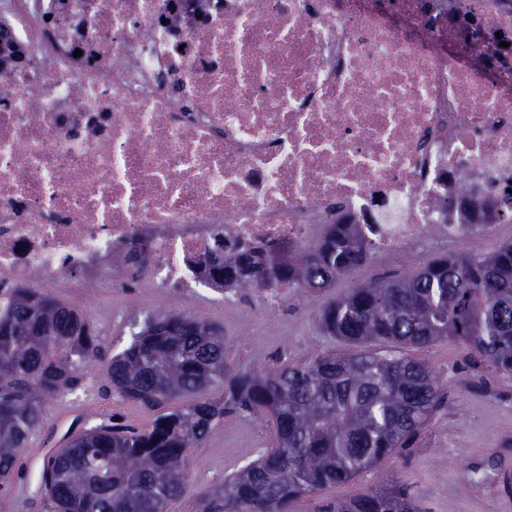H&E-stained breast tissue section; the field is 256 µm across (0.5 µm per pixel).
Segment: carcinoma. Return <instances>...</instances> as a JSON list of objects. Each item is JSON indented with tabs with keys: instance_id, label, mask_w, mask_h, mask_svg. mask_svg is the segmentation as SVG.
Listing matches in <instances>:
<instances>
[{
	"instance_id": "obj_1",
	"label": "carcinoma",
	"mask_w": 512,
	"mask_h": 512,
	"mask_svg": "<svg viewBox=\"0 0 512 512\" xmlns=\"http://www.w3.org/2000/svg\"><path fill=\"white\" fill-rule=\"evenodd\" d=\"M359 224H326L299 245L215 242L206 272L227 291L334 287L368 262ZM0 312V493L25 479L21 453L59 396L101 392L154 415L137 428L112 419L80 424L43 456V512H171L186 493L188 461L226 415L272 423L274 447L199 491L204 512H288L302 496L355 479L410 447L442 404L437 376L408 351L444 339L512 374V242L487 253L448 252L399 276L362 282L321 311L324 335L345 347L305 364L234 369L224 333L198 316L149 317L114 352L83 312L36 288L11 289ZM330 512H417L387 480Z\"/></svg>"
}]
</instances>
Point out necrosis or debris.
I'll return each instance as SVG.
<instances>
[{
    "label": "necrosis or debris",
    "instance_id": "obj_1",
    "mask_svg": "<svg viewBox=\"0 0 512 512\" xmlns=\"http://www.w3.org/2000/svg\"><path fill=\"white\" fill-rule=\"evenodd\" d=\"M0 307L209 287L226 244L359 224L395 258L512 224V0H0Z\"/></svg>",
    "mask_w": 512,
    "mask_h": 512
}]
</instances>
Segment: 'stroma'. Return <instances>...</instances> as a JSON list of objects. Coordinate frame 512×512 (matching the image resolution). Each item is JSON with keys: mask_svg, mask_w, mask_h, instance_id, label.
Wrapping results in <instances>:
<instances>
[{"mask_svg": "<svg viewBox=\"0 0 512 512\" xmlns=\"http://www.w3.org/2000/svg\"><path fill=\"white\" fill-rule=\"evenodd\" d=\"M419 264L415 256L389 261L371 258L329 290H290L268 321L260 314L266 296L262 288L243 293L209 291L183 301L142 286L124 289L123 313L94 312L90 319L106 342L121 349L147 316L180 311L223 327L227 356L234 366L260 370L282 359L303 364L317 354L342 349L318 328V316L331 299L358 283L396 275ZM415 355L431 367L444 394L442 406L419 439L350 482L295 500L290 512H317L386 479L408 486L421 512H512V375L494 372L484 361L468 357L450 339L416 350ZM112 414L143 428L152 420L151 414L100 396L82 402L77 396L65 395L50 402L46 427L30 439L23 453L31 479L0 500V512H33L28 501L35 493L38 465L51 438L61 437L74 417L95 422ZM273 444L274 431L267 420L225 417L211 438L193 450L189 491L173 505L172 512H200L199 490L219 485Z\"/></svg>", "mask_w": 512, "mask_h": 512, "instance_id": "stroma-1", "label": "stroma"}]
</instances>
